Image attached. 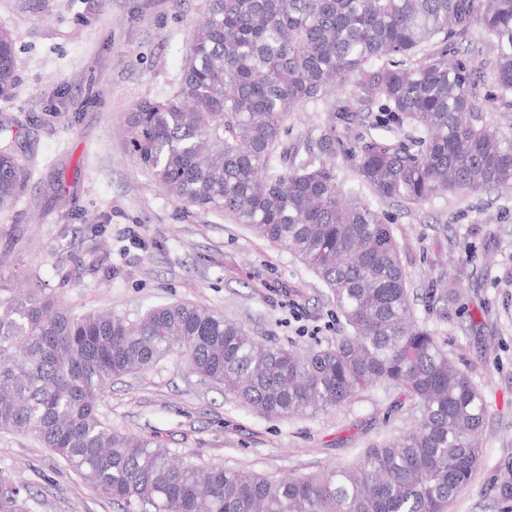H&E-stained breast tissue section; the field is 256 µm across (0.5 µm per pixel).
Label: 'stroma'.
I'll list each match as a JSON object with an SVG mask.
<instances>
[{
	"mask_svg": "<svg viewBox=\"0 0 512 512\" xmlns=\"http://www.w3.org/2000/svg\"><path fill=\"white\" fill-rule=\"evenodd\" d=\"M204 0H0L16 90L0 97V150L27 175L0 210V252L23 287L75 313L192 302L270 344L324 346L343 319L316 275L231 219L185 208L134 160L128 116L178 85ZM415 313L471 373L486 404L483 456L448 512H512V193L384 203ZM123 432H156L185 460L278 478L349 463L411 426L409 398L370 388L313 415L269 417L166 358L108 388ZM32 512H114L110 499L26 435L0 432V468Z\"/></svg>",
	"mask_w": 512,
	"mask_h": 512,
	"instance_id": "stroma-1",
	"label": "stroma"
}]
</instances>
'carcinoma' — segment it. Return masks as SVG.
Here are the masks:
<instances>
[{
	"label": "carcinoma",
	"instance_id": "1",
	"mask_svg": "<svg viewBox=\"0 0 512 512\" xmlns=\"http://www.w3.org/2000/svg\"><path fill=\"white\" fill-rule=\"evenodd\" d=\"M494 51L493 101L512 96V0H205L176 90L130 112L136 163L173 200L244 224L307 265L349 333L324 347L269 345L190 302L135 318L73 314L18 286L0 260V431L33 436L119 512H448L482 459L485 403L419 323L387 214L336 174L342 150L379 199L512 191V132L488 124L467 44ZM349 86L328 122L288 145V118ZM15 90L0 30V96ZM410 128L388 143L352 127ZM0 153V209L24 187ZM175 355L268 416L338 408L361 390L407 395L418 418L353 464L268 479L176 457L121 432L99 406L112 381ZM31 487L0 469V512H31Z\"/></svg>",
	"mask_w": 512,
	"mask_h": 512
}]
</instances>
